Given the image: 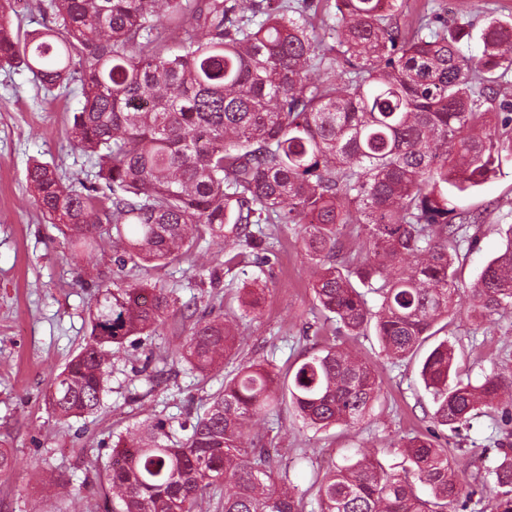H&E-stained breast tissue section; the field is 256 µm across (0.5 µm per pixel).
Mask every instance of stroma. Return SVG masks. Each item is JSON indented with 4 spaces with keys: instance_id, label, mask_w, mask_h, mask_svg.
<instances>
[{
    "instance_id": "1",
    "label": "stroma",
    "mask_w": 512,
    "mask_h": 512,
    "mask_svg": "<svg viewBox=\"0 0 512 512\" xmlns=\"http://www.w3.org/2000/svg\"><path fill=\"white\" fill-rule=\"evenodd\" d=\"M410 6L400 19L406 27L434 12L478 29L488 17L512 14V0H410ZM81 101L80 85L49 93L27 70L0 67V448L11 449L19 461L18 468L0 477V512H105L112 495L97 469L112 453L114 433L158 419L178 427L186 409L203 412L223 382L219 376L195 377L170 362L181 340L163 327L114 352L96 411L67 421L51 413L46 403L51 384L85 344L88 306L98 287L111 286L114 270L107 238L73 263L64 227L48 223L26 182V169L35 160L57 167L69 184L91 172V160L72 150L67 134V118ZM460 204L482 216L469 229L479 239L476 250L459 255L458 281L467 286L501 252L500 230L512 224V162ZM262 230L273 263L262 270L243 264L223 274L224 283L236 288L256 276L268 287L261 313L237 321L239 349L224 363L228 372L255 359L287 369L313 343L333 335L311 289L313 267L302 253L301 227L266 224ZM223 262L224 248L214 243L155 276L179 284L181 301L219 308L224 292L211 287L209 272ZM444 336L459 354L463 380L478 385L491 373L512 377V309L481 326L458 313ZM342 343L373 361L382 382L370 416L355 425L316 431L286 408L257 423L279 448L289 479L304 495L305 512H318L310 487L315 471L344 464L362 447L388 471L403 473L402 438L434 427V406L419 378L418 361L388 360L371 331ZM161 367L167 370L164 382L149 387L147 376ZM436 429L448 440L449 458L469 481L484 475L483 448L504 436L499 415L491 409L478 412L460 435L443 426Z\"/></svg>"
}]
</instances>
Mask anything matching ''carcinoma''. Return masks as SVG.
I'll return each mask as SVG.
<instances>
[{"instance_id": "carcinoma-1", "label": "carcinoma", "mask_w": 512, "mask_h": 512, "mask_svg": "<svg viewBox=\"0 0 512 512\" xmlns=\"http://www.w3.org/2000/svg\"><path fill=\"white\" fill-rule=\"evenodd\" d=\"M52 25L13 28L0 0V65H19L48 91L78 83L84 102L70 124L73 146L94 160L80 187L34 162L26 179L40 209L70 232L80 259L103 236L116 245V274L171 264L201 243H224V266L270 262L259 224H303V255L317 270L315 298L342 336L372 325L390 359L415 355L459 306V232L479 217L458 205L512 161V19L490 18L482 54L464 53L467 24L435 13L410 36L407 0H336L334 44L313 23L326 0H46ZM370 242L345 252L342 230ZM505 248L468 289L470 317L489 323L512 308V225ZM379 296L377 309L366 293ZM259 280L241 289L256 313ZM186 333L175 362L203 378L236 346L224 316L197 313L176 285L146 276L108 289L89 309L90 335L53 382L47 404L65 421L100 405L112 352L167 324ZM444 340L420 377L434 419L454 433L480 407H503L512 424V381L463 382ZM374 364L334 343L281 377L254 361L224 377L210 406L181 424L117 436L102 476L112 512H304L280 472L260 415L289 401L317 430L355 424L380 398ZM405 475L360 453L315 476L319 512H465L464 484L431 432L402 440ZM492 512H512V442L496 443ZM419 481L427 490L415 489Z\"/></svg>"}]
</instances>
